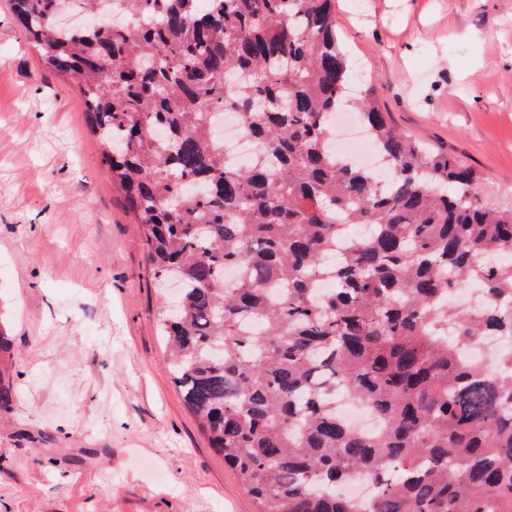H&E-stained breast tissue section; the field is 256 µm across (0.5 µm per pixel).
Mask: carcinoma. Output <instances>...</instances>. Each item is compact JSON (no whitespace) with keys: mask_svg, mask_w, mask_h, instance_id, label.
<instances>
[{"mask_svg":"<svg viewBox=\"0 0 512 512\" xmlns=\"http://www.w3.org/2000/svg\"><path fill=\"white\" fill-rule=\"evenodd\" d=\"M61 2L10 6L78 88L154 277L180 281L159 314L174 382L259 512H512V348L493 371L464 355L512 338V206L391 124L351 74L336 0H68L92 17L73 30ZM351 107L377 171L333 147ZM215 113L257 159L224 155ZM469 282L487 305L450 311ZM338 389L380 434L341 418ZM359 473L364 501L341 492Z\"/></svg>","mask_w":512,"mask_h":512,"instance_id":"1","label":"carcinoma"}]
</instances>
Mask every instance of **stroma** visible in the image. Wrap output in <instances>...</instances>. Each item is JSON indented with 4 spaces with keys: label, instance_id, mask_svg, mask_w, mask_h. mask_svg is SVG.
<instances>
[{
    "label": "stroma",
    "instance_id": "1",
    "mask_svg": "<svg viewBox=\"0 0 512 512\" xmlns=\"http://www.w3.org/2000/svg\"><path fill=\"white\" fill-rule=\"evenodd\" d=\"M392 125L512 204V0H336ZM143 227L0 0V512H258L186 406Z\"/></svg>",
    "mask_w": 512,
    "mask_h": 512
}]
</instances>
